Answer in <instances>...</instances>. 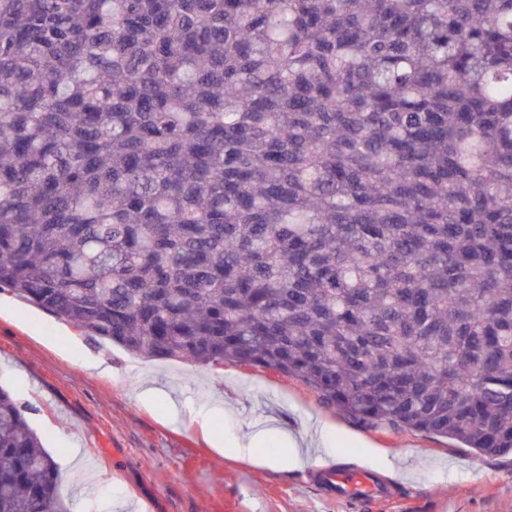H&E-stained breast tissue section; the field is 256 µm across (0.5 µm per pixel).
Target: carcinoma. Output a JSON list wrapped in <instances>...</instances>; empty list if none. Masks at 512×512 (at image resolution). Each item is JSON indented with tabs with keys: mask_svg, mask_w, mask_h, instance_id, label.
Returning <instances> with one entry per match:
<instances>
[{
	"mask_svg": "<svg viewBox=\"0 0 512 512\" xmlns=\"http://www.w3.org/2000/svg\"><path fill=\"white\" fill-rule=\"evenodd\" d=\"M1 288L512 452V0H0ZM58 477L0 387V512Z\"/></svg>",
	"mask_w": 512,
	"mask_h": 512,
	"instance_id": "cac0c4a2",
	"label": "carcinoma"
}]
</instances>
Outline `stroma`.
Segmentation results:
<instances>
[{
  "mask_svg": "<svg viewBox=\"0 0 512 512\" xmlns=\"http://www.w3.org/2000/svg\"><path fill=\"white\" fill-rule=\"evenodd\" d=\"M147 383L154 396H142ZM0 386L26 406L72 512H357L309 481L328 461L394 481L396 500L365 512H512V455L479 457L442 436L361 427L299 379L267 369L135 355L7 290ZM271 426L322 444L285 471L268 463L283 450L272 439L248 457L229 453L234 439Z\"/></svg>",
  "mask_w": 512,
  "mask_h": 512,
  "instance_id": "1",
  "label": "stroma"
}]
</instances>
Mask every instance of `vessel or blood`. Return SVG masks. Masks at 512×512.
Returning a JSON list of instances; mask_svg holds the SVG:
<instances>
[{"instance_id":"obj_1","label":"vessel or blood","mask_w":512,"mask_h":512,"mask_svg":"<svg viewBox=\"0 0 512 512\" xmlns=\"http://www.w3.org/2000/svg\"><path fill=\"white\" fill-rule=\"evenodd\" d=\"M310 480L322 486L329 498L342 502L381 501L390 497L393 491L389 483L373 472L360 468H345L335 463L314 468Z\"/></svg>"}]
</instances>
